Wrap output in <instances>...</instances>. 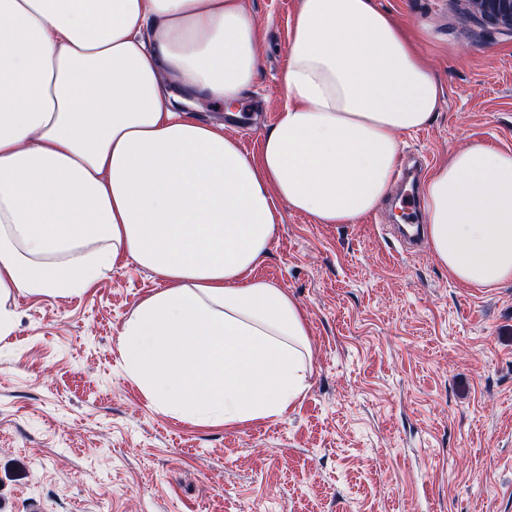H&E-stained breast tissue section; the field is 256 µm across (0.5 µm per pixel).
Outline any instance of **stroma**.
Wrapping results in <instances>:
<instances>
[{
    "label": "stroma",
    "instance_id": "35a3bbf8",
    "mask_svg": "<svg viewBox=\"0 0 512 512\" xmlns=\"http://www.w3.org/2000/svg\"><path fill=\"white\" fill-rule=\"evenodd\" d=\"M301 0H245L260 77L226 130L258 157L283 106ZM440 87L402 135L421 166L479 142L512 151V35L462 0H378ZM384 199L356 224L283 210L257 274L302 307L309 387L278 417L204 425L158 412L119 336L154 272L117 265L77 296L16 297L0 339V512H512V282L459 283L406 250Z\"/></svg>",
    "mask_w": 512,
    "mask_h": 512
}]
</instances>
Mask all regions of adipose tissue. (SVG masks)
<instances>
[{"label":"adipose tissue","instance_id":"adipose-tissue-1","mask_svg":"<svg viewBox=\"0 0 512 512\" xmlns=\"http://www.w3.org/2000/svg\"><path fill=\"white\" fill-rule=\"evenodd\" d=\"M243 0H0V335L15 296L77 294L118 263L166 288L124 324L126 374L198 424L284 414L308 387V329L254 277L281 206L355 224L389 192L400 136L439 86L376 0H301L286 101L259 157L186 99L232 110L259 79ZM423 199L457 281L512 280V152L450 153Z\"/></svg>","mask_w":512,"mask_h":512}]
</instances>
